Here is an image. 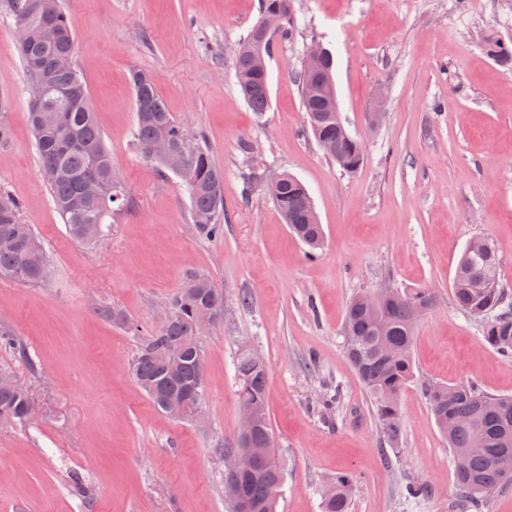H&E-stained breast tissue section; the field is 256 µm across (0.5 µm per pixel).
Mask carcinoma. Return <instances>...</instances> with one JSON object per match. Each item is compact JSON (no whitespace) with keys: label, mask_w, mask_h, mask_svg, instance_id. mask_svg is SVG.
<instances>
[{"label":"carcinoma","mask_w":512,"mask_h":512,"mask_svg":"<svg viewBox=\"0 0 512 512\" xmlns=\"http://www.w3.org/2000/svg\"><path fill=\"white\" fill-rule=\"evenodd\" d=\"M290 0H257L260 18H278L275 32L289 36L296 17ZM16 25L28 30V41L19 44L20 58L32 88L29 121L40 157V176L51 195L67 232L84 243L106 235L114 216L133 203L127 186L113 181L115 169L104 135L95 120L88 94L71 95L85 86L74 64L76 40L63 2H58L54 22L60 36L45 46L40 40L43 17L37 0H6ZM251 28L240 42L235 57L237 84L254 112L269 108L267 75L243 63V54L254 41ZM333 58L313 69L301 66L296 78L302 107L314 137L329 159L342 170L362 163L363 142L336 121L325 93L333 77ZM131 83L135 98L134 139L143 157L172 173L184 183L195 231L205 237L224 233V172L215 163L202 136L195 152L177 163L160 161L152 145L167 140L178 147L188 132L168 111L155 78L134 71ZM270 199L291 231L316 257L324 242L323 227L305 207L306 186L291 175L268 190ZM12 245L0 247V276L27 284L48 279L49 265L43 244L32 225L25 222L17 199L0 191V237ZM499 258L494 247L482 253H462L453 278V297L458 308L479 320L485 342L503 356L512 358V304L499 287ZM387 305L373 311L357 295L348 304L343 335L347 357L364 387L381 432L392 446L400 436L399 396L413 377L412 339L419 313L431 310L436 296L429 288L386 289ZM171 318L140 348L133 363V377L154 407L177 421H193L205 403V369L199 325L204 318L224 319V294L203 272L186 274L181 289L170 299ZM267 365L244 353L237 361L240 404L256 413L252 444L268 449L267 459L244 480L247 498L255 512H277L279 489L272 487L280 473L267 411ZM456 398L448 401V385L425 386L424 397L440 432L456 459L455 476L468 506L487 503L483 487L501 486L505 477L499 462L502 449L512 450V397L480 390L473 384L454 385ZM33 401L29 389L8 373L0 372V417L13 423L30 420ZM356 483L351 472L336 474L323 496V512H348Z\"/></svg>","instance_id":"obj_1"}]
</instances>
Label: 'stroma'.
<instances>
[{
	"label": "stroma",
	"instance_id": "1",
	"mask_svg": "<svg viewBox=\"0 0 512 512\" xmlns=\"http://www.w3.org/2000/svg\"><path fill=\"white\" fill-rule=\"evenodd\" d=\"M65 7L76 65L134 204L96 244L69 236L39 176L30 83L15 20L0 7V99L11 126L0 188L20 200L51 271L41 285L0 277V329L19 344L0 348V370L37 401L30 421L0 424V512H229L221 450L237 438L236 364L247 348L268 366L278 512H322L324 486L339 471L358 477L350 512H458L454 458L422 387L472 383L512 395V359L485 344L452 291L461 252L484 237L512 302V67L492 52L498 42L512 47V0H294L298 26L274 40L261 114L246 105L234 70L256 0ZM316 41L334 56L345 125L364 142L353 173L307 127L296 73ZM134 70L154 76L169 112L205 136L223 169V236L198 235L180 180L139 153ZM270 170L307 187L325 231L320 258L308 259L283 223L266 191ZM190 271L223 292L224 319L202 338L203 416L182 423L154 408L131 366ZM386 285L436 294L413 337L396 448L342 336L351 297ZM327 395L336 403L326 412ZM75 472L85 494L71 487ZM415 482L430 488L418 502L404 494Z\"/></svg>",
	"mask_w": 512,
	"mask_h": 512
}]
</instances>
